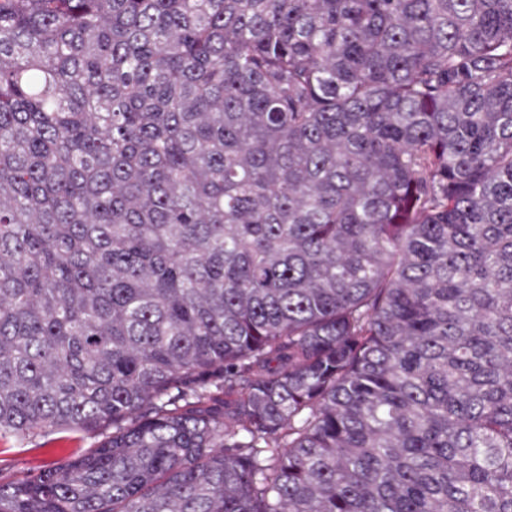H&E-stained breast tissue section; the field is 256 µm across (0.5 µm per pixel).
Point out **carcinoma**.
Here are the masks:
<instances>
[{"instance_id": "carcinoma-1", "label": "carcinoma", "mask_w": 512, "mask_h": 512, "mask_svg": "<svg viewBox=\"0 0 512 512\" xmlns=\"http://www.w3.org/2000/svg\"><path fill=\"white\" fill-rule=\"evenodd\" d=\"M0 512H512V0H0ZM100 432L59 431L20 442L0 438V482H9L49 466L67 463L95 448Z\"/></svg>"}]
</instances>
